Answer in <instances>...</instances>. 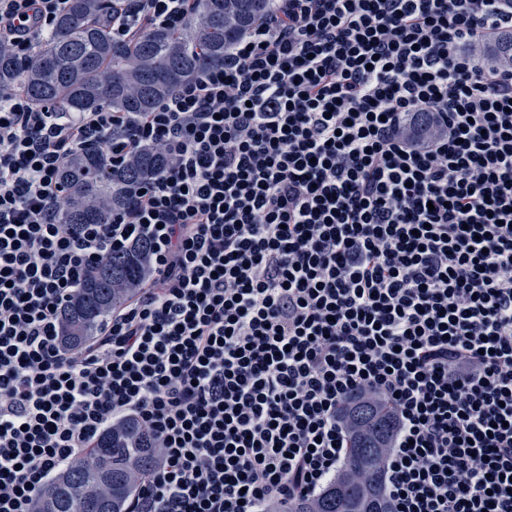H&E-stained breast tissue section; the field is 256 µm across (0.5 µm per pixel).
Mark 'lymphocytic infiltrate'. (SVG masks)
<instances>
[{
  "label": "lymphocytic infiltrate",
  "mask_w": 512,
  "mask_h": 512,
  "mask_svg": "<svg viewBox=\"0 0 512 512\" xmlns=\"http://www.w3.org/2000/svg\"><path fill=\"white\" fill-rule=\"evenodd\" d=\"M69 0H0L33 56ZM113 40L195 0H110ZM512 0H275L223 64L152 111L0 92V512L135 418L155 462L130 512H269L317 494L380 396L392 512H512ZM161 172L108 224H61L80 146ZM142 237L155 275L77 349L89 268Z\"/></svg>",
  "instance_id": "1"
}]
</instances>
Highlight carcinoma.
<instances>
[{"label": "carcinoma", "instance_id": "carcinoma-1", "mask_svg": "<svg viewBox=\"0 0 512 512\" xmlns=\"http://www.w3.org/2000/svg\"><path fill=\"white\" fill-rule=\"evenodd\" d=\"M108 0H71L55 34L21 62L0 47V91L21 89L34 103L68 112L109 107L150 111L176 86L200 70L224 63V52L254 30L273 10V0H198V12L177 30L149 28L127 43L112 41L94 22ZM512 60V36L491 50ZM164 166L155 148H137L120 167L105 168L102 148L85 145L64 166L67 203L62 224H108L138 189ZM150 245L139 238L104 255L87 271L66 303L61 329L79 345L91 338L113 308L133 297L153 275ZM352 448L336 479L321 493L292 506L293 512H389L381 497L380 462L396 429L394 416L372 394L344 409ZM154 456L134 419L115 423L89 455L72 463L45 487L37 512H93V499L112 498V512H129Z\"/></svg>", "mask_w": 512, "mask_h": 512}]
</instances>
